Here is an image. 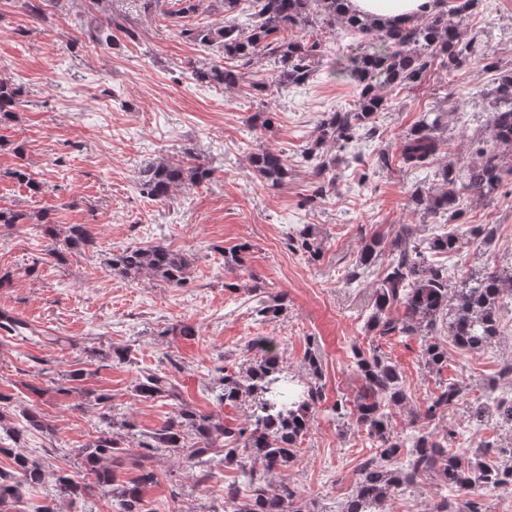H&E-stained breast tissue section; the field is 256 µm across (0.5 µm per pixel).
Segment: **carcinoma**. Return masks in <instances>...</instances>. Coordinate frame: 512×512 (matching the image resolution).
<instances>
[{
    "mask_svg": "<svg viewBox=\"0 0 512 512\" xmlns=\"http://www.w3.org/2000/svg\"><path fill=\"white\" fill-rule=\"evenodd\" d=\"M219 2L224 25L181 29L186 40L215 45L224 58L238 62L236 66L212 63L192 67V79L202 85L235 88L245 81L247 68L262 56L273 59L275 81L294 85L307 82L312 75V60L321 52V42L317 38L279 37L290 29L313 31L321 26L333 29L339 25L367 40L361 54L339 63L338 73L350 78L358 89L354 109L332 112L323 118L316 138L303 151L305 160L315 161L313 170L318 178L315 193L306 199L309 205L323 198L336 183L335 178L327 175L336 157L325 151L346 147L360 129L375 124L378 115L388 109L381 89L419 85L434 59L451 70L479 47L476 38L467 35L464 21L479 8L481 0H455L449 11L430 13L421 23L408 19L383 27L344 12L341 5L345 0H250L245 11L239 8L241 0ZM450 15L455 20H448ZM22 96L21 86L0 82V120L22 105ZM443 120V113L428 112L404 135L397 153L401 167L417 170L433 162L444 146L439 134ZM489 131L491 143H478L472 151V162L463 166L449 162L442 167L437 190L430 192L417 187L411 192L410 201L415 208L443 219L446 224H454L461 218L457 203L463 194L488 197L501 187L504 176L512 173V163L501 150L503 146L512 147V69L497 74ZM248 161L267 187L277 189L288 182V159L283 154L265 149L249 153ZM212 174L209 165L197 161L158 162L139 172L137 185L144 196L164 202L172 198L177 187L202 184ZM8 176L25 183L34 194L42 191V184L31 178L23 165L9 171ZM17 224H32L52 239L63 237L66 250L71 253L85 249L91 242V234L83 224L61 229L39 213L0 207V225ZM409 234L407 228L388 244L376 232L364 235L358 263L348 271L346 282L352 285L364 269L383 265L368 331L403 341L417 339L424 366L439 372L448 364V348L439 341L438 333L447 332L451 343L465 351H481L495 343L500 336L501 310L512 303V276L486 268L453 282L448 278V268L429 262L424 252L410 245ZM289 241L293 250L312 260L320 256V243L309 225L298 229ZM462 245L463 231L455 229L434 236L429 249L439 254H456ZM109 264L127 279L148 275L172 287L185 282L189 268L184 255L161 245L129 246L112 255ZM285 299L283 294L276 295L271 304L257 310V315L279 316ZM395 310L399 311L397 317L393 316ZM251 347L261 354L247 360L245 372L229 373L220 368L214 382V399L220 406L251 400L252 411L240 424H226L212 414L191 408L168 378L156 373H141L133 384L141 398L171 400L175 405V415L153 431H139L129 420L116 423L110 414L115 409L113 396L108 392L97 394L96 400L106 412L100 415L95 439L77 449L84 475L66 471L55 475L58 497L73 500L96 489L112 499L116 512H148L143 491L158 482L150 461L155 454L168 451L179 454L190 467L200 470V485L211 480L221 465L237 466L240 481L224 486L223 512H315L299 489L288 482L270 490L266 473L294 461L299 441L310 428L311 411L325 399L318 344L313 338L309 341L303 359L309 380L300 390L294 388V380L288 377V367L283 365L275 341L257 337ZM354 365L361 382L354 410L338 400L332 406V414L338 420L355 418L356 424L377 442V452L363 464L355 490L341 512H387L388 499L416 487L423 476L439 478L454 493L452 498L442 496L432 512H483L482 503L465 497L462 488L512 486V466L488 465L467 453L450 451L448 442L454 439L451 431L439 436L420 429L408 444L392 436L388 428L390 415L408 403L398 368L377 347L368 352L354 350ZM465 395L464 382L452 381L428 399L424 411L415 419L428 424L462 402ZM491 413L512 427V398L495 401L491 411L477 407L471 418L480 424ZM23 416L25 425L18 427L9 421L5 411H0V456L12 463L9 468L0 469V512H11L24 492L42 483L45 477L42 465L19 452L18 445L31 430L52 432L51 425L35 406L23 410ZM116 425L125 431V437L137 440V448L143 450L139 474L130 481L118 478L112 468L103 464L127 451L112 432ZM258 462L264 470L256 469Z\"/></svg>",
    "mask_w": 512,
    "mask_h": 512,
    "instance_id": "carcinoma-1",
    "label": "carcinoma"
}]
</instances>
